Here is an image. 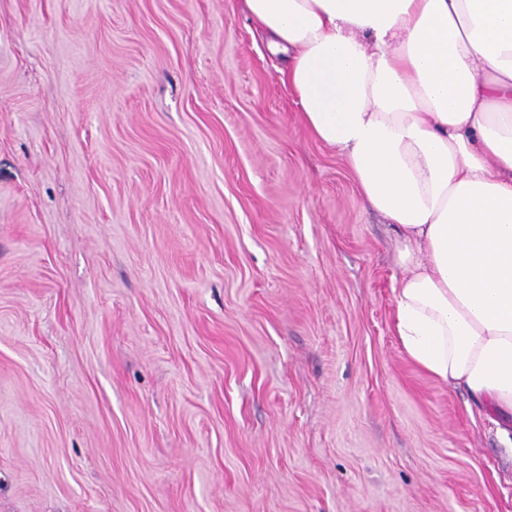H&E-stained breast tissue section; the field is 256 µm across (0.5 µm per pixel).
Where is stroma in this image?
Instances as JSON below:
<instances>
[{
    "instance_id": "35a3bbf8",
    "label": "stroma",
    "mask_w": 512,
    "mask_h": 512,
    "mask_svg": "<svg viewBox=\"0 0 512 512\" xmlns=\"http://www.w3.org/2000/svg\"><path fill=\"white\" fill-rule=\"evenodd\" d=\"M285 66L243 0H0V512H512Z\"/></svg>"
}]
</instances>
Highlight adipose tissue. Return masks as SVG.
Returning a JSON list of instances; mask_svg holds the SVG:
<instances>
[{
	"label": "adipose tissue",
	"mask_w": 512,
	"mask_h": 512,
	"mask_svg": "<svg viewBox=\"0 0 512 512\" xmlns=\"http://www.w3.org/2000/svg\"><path fill=\"white\" fill-rule=\"evenodd\" d=\"M305 124L399 234L394 334L512 415V0H244Z\"/></svg>",
	"instance_id": "obj_1"
}]
</instances>
